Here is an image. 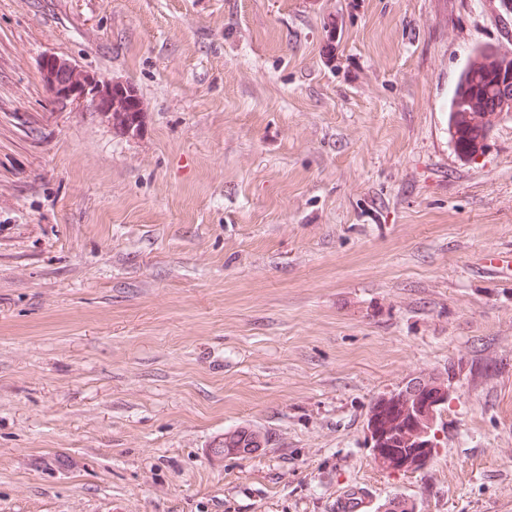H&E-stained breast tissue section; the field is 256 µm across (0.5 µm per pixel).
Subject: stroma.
Masks as SVG:
<instances>
[{
	"mask_svg": "<svg viewBox=\"0 0 512 512\" xmlns=\"http://www.w3.org/2000/svg\"><path fill=\"white\" fill-rule=\"evenodd\" d=\"M485 45L502 0H0V512H512V115L465 158L442 112ZM49 55L138 130L51 111ZM422 376L437 454L382 471ZM385 397L376 398L368 411L367 424L372 416L376 417V432L384 437L382 448H392L393 453L401 458L409 457L416 440L409 422V412L403 404L386 408L383 406ZM375 410L377 413L374 414ZM229 436L226 437V436ZM264 438L261 436V434L257 431L248 429V428H241L239 430H236L232 433L225 434L224 437V446L221 448H227L223 451V456L232 454V455H238L239 457L246 458L249 455L252 454L253 451H256L258 448H260L261 443L263 442ZM229 448H243V452H241L240 449H236L234 451H231ZM245 448H253L250 450L249 454H242L246 453Z\"/></svg>",
	"mask_w": 512,
	"mask_h": 512,
	"instance_id": "1",
	"label": "stroma"
}]
</instances>
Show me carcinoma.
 Returning a JSON list of instances; mask_svg holds the SVG:
<instances>
[{
  "label": "carcinoma",
  "instance_id": "obj_1",
  "mask_svg": "<svg viewBox=\"0 0 512 512\" xmlns=\"http://www.w3.org/2000/svg\"><path fill=\"white\" fill-rule=\"evenodd\" d=\"M477 58L482 60L479 66L469 61L459 72L448 105V135L463 157H471L481 149L491 118L501 115L505 108H512V97L505 96V81L500 79L502 66H512V56L485 48L477 53ZM112 104L114 123L137 126L141 112L138 98L115 86L112 88ZM386 398L391 400L395 394ZM386 398H376L369 407L368 416L376 417L375 428L384 437L383 447L392 449L401 458L408 457L414 445L409 412L402 404L384 407ZM262 442L259 432L241 428L224 438L223 454L240 456L243 449L256 450Z\"/></svg>",
  "mask_w": 512,
  "mask_h": 512
}]
</instances>
